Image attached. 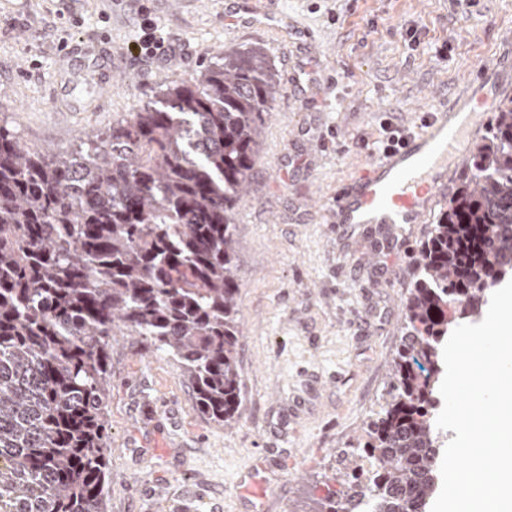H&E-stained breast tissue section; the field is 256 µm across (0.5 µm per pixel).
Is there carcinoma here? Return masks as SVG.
<instances>
[{
  "label": "carcinoma",
  "mask_w": 512,
  "mask_h": 512,
  "mask_svg": "<svg viewBox=\"0 0 512 512\" xmlns=\"http://www.w3.org/2000/svg\"><path fill=\"white\" fill-rule=\"evenodd\" d=\"M279 83L258 49L65 154L0 126V512H105L112 337L170 357L226 426L244 400L234 217ZM421 243L387 396L352 445L358 499L314 512H427L440 344L512 273V100Z\"/></svg>",
  "instance_id": "cac0c4a2"
}]
</instances>
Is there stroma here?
<instances>
[{
    "label": "stroma",
    "mask_w": 512,
    "mask_h": 512,
    "mask_svg": "<svg viewBox=\"0 0 512 512\" xmlns=\"http://www.w3.org/2000/svg\"><path fill=\"white\" fill-rule=\"evenodd\" d=\"M276 2L267 25L229 21L231 0H0V126L34 153L70 150L228 50H262L280 81L235 213L241 414L204 417L168 357L118 337L106 512H245L239 484L260 462L264 512L324 496L383 401L418 246L467 167L449 166L434 211L386 258L363 226L327 223L328 201L378 153L382 122L418 132L474 60L512 54V0ZM147 14L176 48L166 62L134 53ZM75 44L94 55L65 59Z\"/></svg>",
    "instance_id": "obj_1"
}]
</instances>
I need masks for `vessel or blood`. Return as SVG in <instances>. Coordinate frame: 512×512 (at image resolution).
I'll use <instances>...</instances> for the list:
<instances>
[{
    "label": "vessel or blood",
    "mask_w": 512,
    "mask_h": 512,
    "mask_svg": "<svg viewBox=\"0 0 512 512\" xmlns=\"http://www.w3.org/2000/svg\"><path fill=\"white\" fill-rule=\"evenodd\" d=\"M512 70V55L496 65L477 64L476 81L430 114L417 134L378 154L336 190L329 209L333 224H360L379 247L404 244L406 227L422 223L449 165L471 146L480 112L491 105L500 74Z\"/></svg>",
    "instance_id": "b4317fda"
}]
</instances>
